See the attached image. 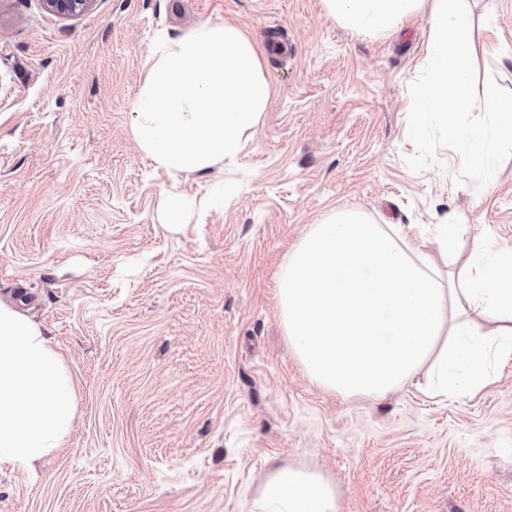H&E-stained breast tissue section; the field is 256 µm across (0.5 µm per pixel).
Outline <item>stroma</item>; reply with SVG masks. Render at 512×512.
<instances>
[{"mask_svg": "<svg viewBox=\"0 0 512 512\" xmlns=\"http://www.w3.org/2000/svg\"><path fill=\"white\" fill-rule=\"evenodd\" d=\"M478 89L512 91V0H468ZM265 49L272 99L241 154L155 168L132 104L157 37L205 21ZM421 11L356 33L323 0H93L76 17L0 0V298L45 330L77 383L61 448L0 467V512H252L270 469L318 471L340 512H512V361L489 389L383 398L310 381L279 319L282 266L312 225L354 207L411 224L432 263L444 216L465 245L512 247V158L455 184L443 148L412 171L409 88ZM183 210L165 218L168 199Z\"/></svg>", "mask_w": 512, "mask_h": 512, "instance_id": "obj_1", "label": "stroma"}]
</instances>
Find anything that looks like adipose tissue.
I'll list each match as a JSON object with an SVG mask.
<instances>
[{
  "label": "adipose tissue",
  "mask_w": 512,
  "mask_h": 512,
  "mask_svg": "<svg viewBox=\"0 0 512 512\" xmlns=\"http://www.w3.org/2000/svg\"><path fill=\"white\" fill-rule=\"evenodd\" d=\"M271 102L256 44L235 25L205 21L161 39L136 94L139 149L161 168L201 173L235 158ZM281 324L310 379L331 393L380 397L425 367L431 392L451 398L493 381L512 360V250L474 244L441 280L399 225L342 210L313 225L278 278ZM496 324L484 337L469 324ZM75 389L41 327L0 302V464L31 468L60 448ZM257 512H339L319 472L273 468Z\"/></svg>",
  "instance_id": "1"
}]
</instances>
